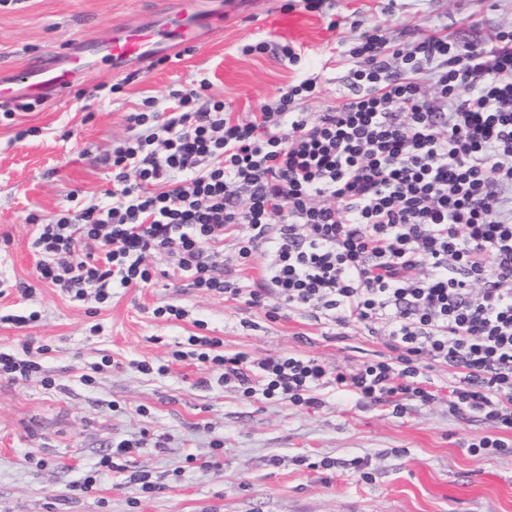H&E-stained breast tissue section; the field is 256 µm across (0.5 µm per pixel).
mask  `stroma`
<instances>
[{"label":"stroma","mask_w":512,"mask_h":512,"mask_svg":"<svg viewBox=\"0 0 512 512\" xmlns=\"http://www.w3.org/2000/svg\"><path fill=\"white\" fill-rule=\"evenodd\" d=\"M182 2L10 0L0 5V75L78 43L95 52L111 27L149 20ZM269 7L287 14V28L270 32L256 11L176 55L119 74L94 66L65 94L9 119L0 114V278L34 287L28 299L7 289L0 310L39 315L24 328L0 323V346L29 337L48 344L43 366L57 382L46 390L32 381L0 380V512H512V455L468 453L485 427L449 414L451 369L429 372L440 402L412 403L400 418L331 390L317 408L247 401L231 384L198 386L204 372L192 361L171 365L163 376L142 374L136 364L167 357L194 334L197 319L223 339L225 351L254 360L296 350L350 367L385 348L356 330L334 337L303 312L269 322L259 310L190 288L185 278L128 289L101 309L91 300L69 302L36 279L28 215L47 224L71 206L104 202L112 187V147L129 136L128 116L141 111L145 98L162 100L204 81L207 97L243 119L313 78L321 91L300 107L319 113L347 94V52L373 25L402 43L442 23L468 43L490 27L512 24V0H323L315 12L299 0H269ZM336 19L340 27L329 29ZM264 39L300 49L299 63L270 52L243 54L244 45ZM166 304L185 307L189 319L155 318L154 309ZM105 355L115 368L94 386L81 385L87 365ZM140 436L145 442L130 468L148 471L156 493L112 478L91 495L70 494L69 485L111 441ZM217 439L224 442V466L203 468ZM189 454L196 463H186ZM357 457L368 459V478L352 468ZM40 458L47 459L45 468L36 467ZM325 458L335 467L320 468Z\"/></svg>","instance_id":"1"}]
</instances>
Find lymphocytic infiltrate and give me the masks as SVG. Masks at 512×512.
Instances as JSON below:
<instances>
[{
	"mask_svg": "<svg viewBox=\"0 0 512 512\" xmlns=\"http://www.w3.org/2000/svg\"><path fill=\"white\" fill-rule=\"evenodd\" d=\"M348 64L350 95L316 115L295 106L314 97L311 79L245 120L220 100L199 107V87L145 101L112 149L106 203L48 224L29 217L37 277L71 301L106 304L151 286L146 259L161 254L193 288L268 321L305 311L382 336L386 354L353 368L294 351L256 362L204 334L137 368L162 376L190 358L206 372L202 387L214 377L246 399L312 408L332 388L400 416L436 400L426 371L447 366L449 413L486 426L469 453H510L512 26L471 44L442 24L407 44L375 28ZM260 256L261 278L242 279ZM49 351L31 340L0 349V379L54 389ZM141 446L114 442L71 492L128 473Z\"/></svg>",
	"mask_w": 512,
	"mask_h": 512,
	"instance_id": "obj_1",
	"label": "lymphocytic infiltrate"
}]
</instances>
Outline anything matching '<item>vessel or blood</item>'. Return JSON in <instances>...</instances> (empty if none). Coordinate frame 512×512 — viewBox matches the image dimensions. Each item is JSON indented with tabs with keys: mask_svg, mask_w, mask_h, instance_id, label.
I'll return each mask as SVG.
<instances>
[{
	"mask_svg": "<svg viewBox=\"0 0 512 512\" xmlns=\"http://www.w3.org/2000/svg\"><path fill=\"white\" fill-rule=\"evenodd\" d=\"M223 27L221 12L202 13L188 2L177 12L163 10L151 21L113 29L103 43L104 57L112 70L119 72L130 63L147 62L169 54L174 46L200 42L203 36ZM88 67V59L80 53L69 55L62 66L44 60L30 62L15 80H0V102L11 101L22 94L37 99L50 98L68 90L76 75Z\"/></svg>",
	"mask_w": 512,
	"mask_h": 512,
	"instance_id": "b4317fda",
	"label": "vessel or blood"
}]
</instances>
